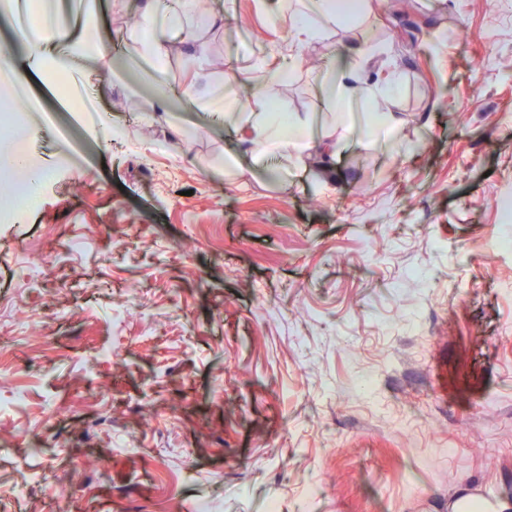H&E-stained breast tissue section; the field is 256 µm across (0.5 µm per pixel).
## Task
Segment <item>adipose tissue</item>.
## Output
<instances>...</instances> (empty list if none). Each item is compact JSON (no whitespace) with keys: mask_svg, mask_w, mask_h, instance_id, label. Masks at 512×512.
Returning <instances> with one entry per match:
<instances>
[{"mask_svg":"<svg viewBox=\"0 0 512 512\" xmlns=\"http://www.w3.org/2000/svg\"><path fill=\"white\" fill-rule=\"evenodd\" d=\"M27 17L18 25L30 58L46 53L53 43L69 28L64 15H52L48 0H31ZM199 12V0H182L179 8H170L165 0H149L142 16L141 25L128 53L146 57L153 69L161 71L167 65L164 39L167 27L181 25L183 20L195 17ZM284 69L264 74L250 104L242 106L225 99L222 88L211 89L208 103L217 116L228 123L239 146L247 152L260 155L278 151L293 153L302 158L308 142L313 137L311 116L288 114L283 118H271L267 110L264 88L281 82ZM398 89L397 81L383 84L368 81L342 82L337 94L328 99L327 108L335 117L320 140V155L330 158L336 154V136L346 130L347 108L360 96L391 98ZM36 130V120L24 114L10 139L0 142V207L31 208L38 201V189L46 178V171L36 164L27 152V140Z\"/></svg>","mask_w":512,"mask_h":512,"instance_id":"ef3b65f1","label":"adipose tissue"}]
</instances>
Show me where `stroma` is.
Masks as SVG:
<instances>
[{
  "mask_svg": "<svg viewBox=\"0 0 512 512\" xmlns=\"http://www.w3.org/2000/svg\"><path fill=\"white\" fill-rule=\"evenodd\" d=\"M148 0H101L93 109H61L67 39L33 62L50 173L0 213V512H448L512 496V0H372L312 15L293 51L279 0H206L144 118L116 76ZM396 99L357 104L335 170L242 152L205 108L248 101L331 122L357 51ZM397 113L395 136L367 118ZM195 85L191 84L185 87H170L163 91H158L149 99H141V108L144 115L150 117L159 109L168 107L174 100H188L194 94ZM460 510L485 511V512H511L512 500L508 498H497L487 501L471 495L460 494L448 503V512H459Z\"/></svg>",
  "mask_w": 512,
  "mask_h": 512,
  "instance_id": "1",
  "label": "stroma"
}]
</instances>
